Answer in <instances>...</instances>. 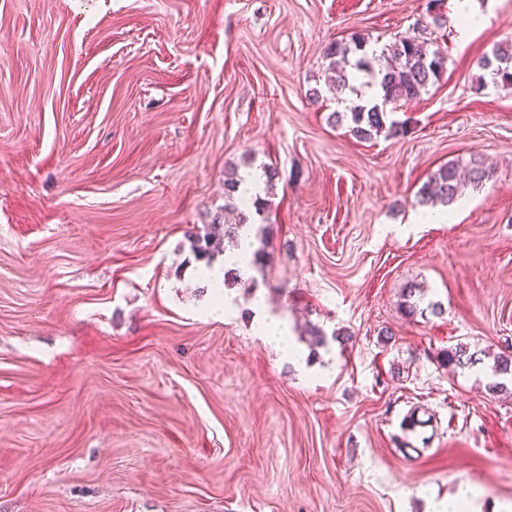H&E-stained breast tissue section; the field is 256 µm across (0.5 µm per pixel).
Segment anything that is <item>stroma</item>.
Masks as SVG:
<instances>
[{
	"label": "stroma",
	"mask_w": 512,
	"mask_h": 512,
	"mask_svg": "<svg viewBox=\"0 0 512 512\" xmlns=\"http://www.w3.org/2000/svg\"><path fill=\"white\" fill-rule=\"evenodd\" d=\"M459 2L0 0V512H512V90L474 88L512 0H472L465 43ZM354 33L448 57L404 135L332 118L323 52ZM474 155L491 178L414 223ZM267 167L264 273L214 319L187 234ZM460 162L440 166L421 188L416 202L419 205L448 204L462 195L464 182L460 174ZM251 309L253 311L251 323L255 333L262 336L269 344L282 349L288 360L295 366L305 369V354L301 348L290 344L287 323L270 314L261 298L253 301Z\"/></svg>",
	"instance_id": "obj_1"
}]
</instances>
